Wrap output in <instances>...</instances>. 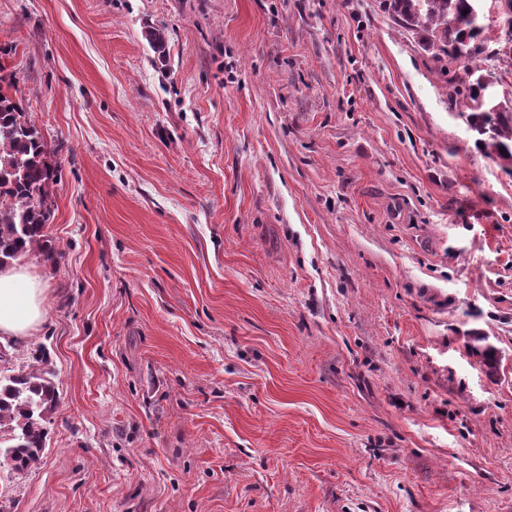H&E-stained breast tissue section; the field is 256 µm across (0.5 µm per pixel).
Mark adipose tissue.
<instances>
[{
  "label": "adipose tissue",
  "instance_id": "obj_1",
  "mask_svg": "<svg viewBox=\"0 0 512 512\" xmlns=\"http://www.w3.org/2000/svg\"><path fill=\"white\" fill-rule=\"evenodd\" d=\"M47 315L42 284L20 267L0 270V335L23 338Z\"/></svg>",
  "mask_w": 512,
  "mask_h": 512
}]
</instances>
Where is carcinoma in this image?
<instances>
[{
  "instance_id": "carcinoma-1",
  "label": "carcinoma",
  "mask_w": 512,
  "mask_h": 512,
  "mask_svg": "<svg viewBox=\"0 0 512 512\" xmlns=\"http://www.w3.org/2000/svg\"><path fill=\"white\" fill-rule=\"evenodd\" d=\"M474 0H383L395 22L419 37L422 49L439 64L450 104L467 99V122L475 142L493 160L512 170V103L487 116L478 102L477 83H468L470 64L488 62L495 52L469 29ZM59 170L41 130L22 103L0 87V267L26 256L51 259L61 254L50 239ZM35 363L6 367L0 349V467L23 472L41 460L45 428L58 405L55 372L43 354Z\"/></svg>"
}]
</instances>
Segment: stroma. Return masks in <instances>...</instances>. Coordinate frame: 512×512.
<instances>
[{
    "label": "stroma",
    "instance_id": "stroma-1",
    "mask_svg": "<svg viewBox=\"0 0 512 512\" xmlns=\"http://www.w3.org/2000/svg\"><path fill=\"white\" fill-rule=\"evenodd\" d=\"M1 46L62 253L0 512H512V174L379 0H0ZM4 355L0 346V467L23 472L41 460L44 424L59 395L47 356L39 354L35 363L13 368L5 367Z\"/></svg>",
    "mask_w": 512,
    "mask_h": 512
}]
</instances>
